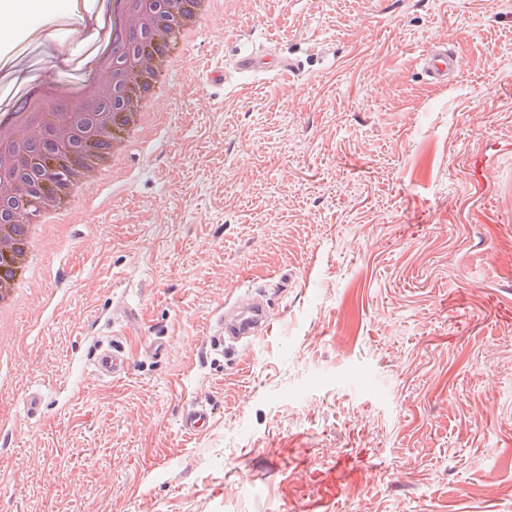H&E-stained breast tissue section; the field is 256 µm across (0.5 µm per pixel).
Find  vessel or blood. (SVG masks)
Listing matches in <instances>:
<instances>
[{"instance_id": "obj_1", "label": "vessel or blood", "mask_w": 512, "mask_h": 512, "mask_svg": "<svg viewBox=\"0 0 512 512\" xmlns=\"http://www.w3.org/2000/svg\"><path fill=\"white\" fill-rule=\"evenodd\" d=\"M418 65L429 84L449 86L461 75L460 57L453 47L434 44L424 47L417 55ZM241 71L247 73H294L299 69L295 58L267 54L243 53L239 58ZM234 317L219 316L206 338L207 353H228L238 340L266 335L271 327L262 291L249 292L246 299L234 303ZM104 379L112 380L127 371V357L120 341L102 347L94 363ZM213 422L211 408L192 406L179 420L180 430L190 436L205 432Z\"/></svg>"}]
</instances>
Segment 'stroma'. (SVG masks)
Instances as JSON below:
<instances>
[{"label": "stroma", "mask_w": 512, "mask_h": 512, "mask_svg": "<svg viewBox=\"0 0 512 512\" xmlns=\"http://www.w3.org/2000/svg\"><path fill=\"white\" fill-rule=\"evenodd\" d=\"M97 8L51 0L0 58L74 79ZM431 43L457 84L421 75ZM269 48L300 74L237 69ZM193 52L0 327V512H512V0H226ZM261 283L268 335L206 355ZM417 61L426 81L431 85L449 86L459 81L460 57L450 44L448 47L427 45L419 51ZM95 370L104 379L120 378L127 371V357L120 341L112 340V345L102 347L94 363ZM213 422V412L210 407L192 406L180 417V430L190 436L205 432Z\"/></svg>", "instance_id": "obj_1"}]
</instances>
